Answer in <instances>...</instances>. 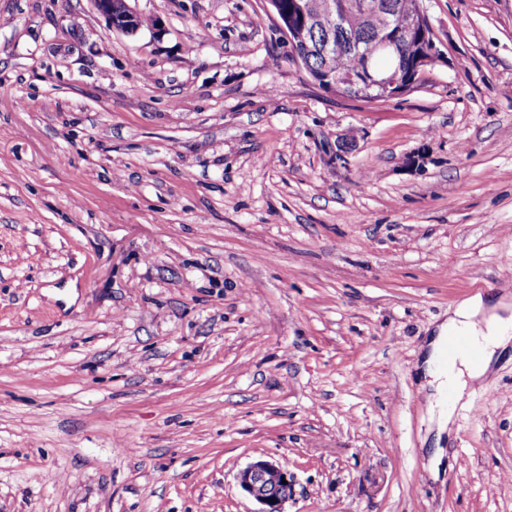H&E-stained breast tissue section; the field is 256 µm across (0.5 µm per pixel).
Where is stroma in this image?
Listing matches in <instances>:
<instances>
[{
    "mask_svg": "<svg viewBox=\"0 0 512 512\" xmlns=\"http://www.w3.org/2000/svg\"><path fill=\"white\" fill-rule=\"evenodd\" d=\"M128 4L0 0V512H256L261 455L285 512H512V346L438 468L416 370L512 300V0H424L443 59L373 102L262 0ZM95 10L102 15L113 28L133 34L137 32L140 16L130 9L128 0H91ZM236 480L240 490L260 505L256 512H284L283 505L293 493V476L273 459L251 461L238 471Z\"/></svg>",
    "mask_w": 512,
    "mask_h": 512,
    "instance_id": "35a3bbf8",
    "label": "stroma"
}]
</instances>
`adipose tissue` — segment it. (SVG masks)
I'll list each match as a JSON object with an SVG mask.
<instances>
[{
    "mask_svg": "<svg viewBox=\"0 0 512 512\" xmlns=\"http://www.w3.org/2000/svg\"><path fill=\"white\" fill-rule=\"evenodd\" d=\"M457 335L469 337L479 347V360L465 356L444 359L448 339ZM511 342L512 303L503 299L487 301L482 295H473L438 327L422 363V372L435 382L437 393L451 389L455 394H463L470 382L486 375L497 351Z\"/></svg>",
    "mask_w": 512,
    "mask_h": 512,
    "instance_id": "adipose-tissue-1",
    "label": "adipose tissue"
}]
</instances>
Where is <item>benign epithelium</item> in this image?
I'll return each mask as SVG.
<instances>
[{"label": "benign epithelium", "mask_w": 512, "mask_h": 512, "mask_svg": "<svg viewBox=\"0 0 512 512\" xmlns=\"http://www.w3.org/2000/svg\"><path fill=\"white\" fill-rule=\"evenodd\" d=\"M95 10L102 15L113 28L133 34L140 29V16L130 9L128 0H91ZM264 10L277 29L288 39L289 44L300 42L309 51H315L325 57L336 51V45L326 40L313 46L307 44L308 30L316 17L300 6V14L292 15L283 10L280 0H264ZM393 3L390 0H355L346 5L341 0H324L321 15L336 20V26L344 28L350 13H359L365 18L376 14L390 16ZM417 34L422 50L411 47L416 57V67L409 75L401 70H379L373 66L371 57H366L363 66L355 73H330L324 78L315 77L313 81L323 90L344 97L352 93L367 94L374 88L384 91V95L393 98L413 87L427 67L441 57V51L435 42V35L429 18L423 9L421 0H415L414 9L405 14L404 30L388 32L377 43V51L391 54L399 51L410 34ZM240 490L256 501L260 508L256 512H284L283 505L293 493V476L280 462L263 457L257 458L240 469L236 475Z\"/></svg>", "instance_id": "obj_1"}]
</instances>
